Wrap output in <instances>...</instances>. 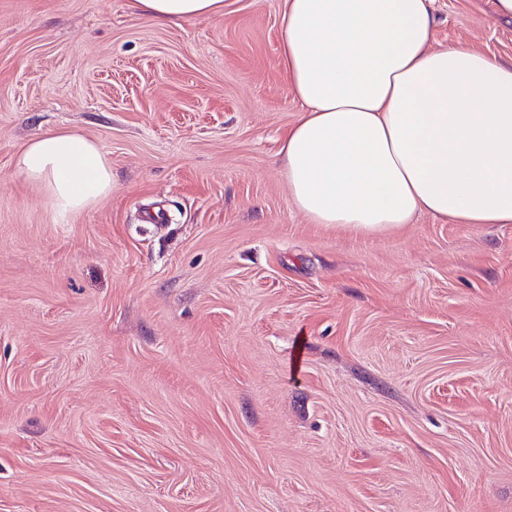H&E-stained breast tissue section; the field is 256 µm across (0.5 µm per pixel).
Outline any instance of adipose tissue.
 <instances>
[{"instance_id":"adipose-tissue-1","label":"adipose tissue","mask_w":512,"mask_h":512,"mask_svg":"<svg viewBox=\"0 0 512 512\" xmlns=\"http://www.w3.org/2000/svg\"><path fill=\"white\" fill-rule=\"evenodd\" d=\"M433 0H283L280 65L301 115L280 148L312 224L380 235L419 213L512 224V65L432 48ZM156 21L214 19L224 0H130ZM17 171L58 215L96 205L112 166L76 131L27 143Z\"/></svg>"}]
</instances>
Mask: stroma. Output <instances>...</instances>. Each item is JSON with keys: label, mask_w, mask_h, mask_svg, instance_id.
I'll use <instances>...</instances> for the list:
<instances>
[{"label": "stroma", "mask_w": 512, "mask_h": 512, "mask_svg": "<svg viewBox=\"0 0 512 512\" xmlns=\"http://www.w3.org/2000/svg\"><path fill=\"white\" fill-rule=\"evenodd\" d=\"M281 8L0 0V512H512V224L308 223ZM64 129L112 190L62 220L14 157ZM136 14L178 25L189 20L214 19L224 15V0H130Z\"/></svg>", "instance_id": "stroma-1"}]
</instances>
